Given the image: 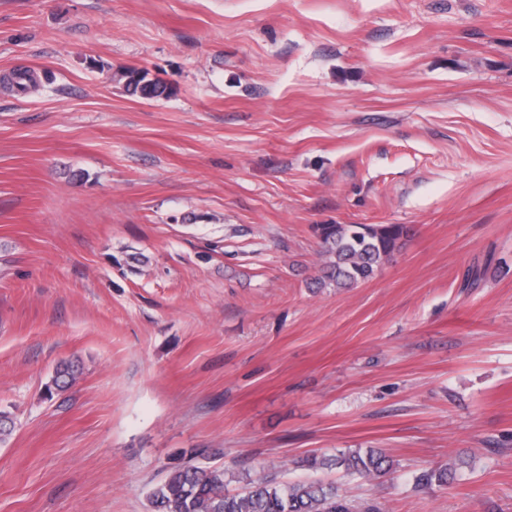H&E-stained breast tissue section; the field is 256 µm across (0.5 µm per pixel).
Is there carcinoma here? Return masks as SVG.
Wrapping results in <instances>:
<instances>
[{
  "mask_svg": "<svg viewBox=\"0 0 512 512\" xmlns=\"http://www.w3.org/2000/svg\"><path fill=\"white\" fill-rule=\"evenodd\" d=\"M320 254L325 257L318 287L349 288L371 279L378 268L400 249L411 229L404 224H319ZM77 366L60 363L46 394L72 386L78 379ZM188 460L171 467L165 478L150 493L154 512H380L376 504L361 503L332 483L297 480L276 483L260 475L232 492L227 488V470L197 462L203 452L192 448ZM335 466L350 475L369 481L383 478L391 464L386 456L372 449L342 452L312 458V469Z\"/></svg>",
  "mask_w": 512,
  "mask_h": 512,
  "instance_id": "1",
  "label": "carcinoma"
}]
</instances>
